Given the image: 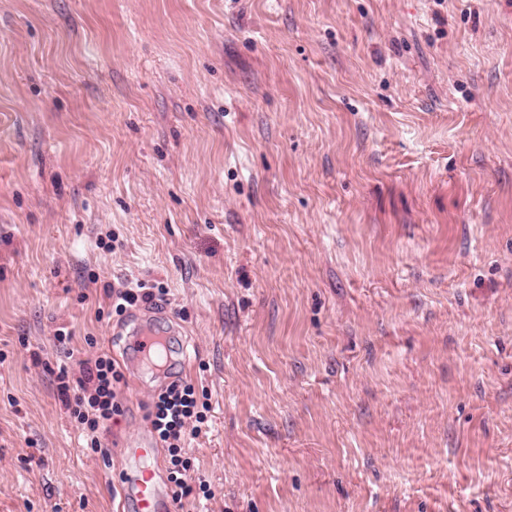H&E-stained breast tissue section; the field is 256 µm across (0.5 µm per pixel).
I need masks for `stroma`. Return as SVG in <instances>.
<instances>
[{"instance_id": "1", "label": "stroma", "mask_w": 512, "mask_h": 512, "mask_svg": "<svg viewBox=\"0 0 512 512\" xmlns=\"http://www.w3.org/2000/svg\"><path fill=\"white\" fill-rule=\"evenodd\" d=\"M177 379L178 512H512V0H0V512H118ZM166 294V289L160 286L159 284H153L146 288L144 283L139 284L137 289L129 288L120 290L116 293V299L118 302L115 305L116 312H123L126 310L127 305H134L137 301L140 300H152L156 296H163ZM160 331L150 323L139 325L132 336L133 352L130 354L131 362H152L153 359H165L167 343ZM79 366V376L75 379L66 369H61L56 385L65 409L86 433L89 447L98 451L99 431L112 420V416L122 411L116 391V383L122 379V373L107 353L80 361ZM76 390L79 393H75ZM70 391L74 392L73 398ZM205 396L202 390L203 400L200 401L192 384L179 381H172L156 395L150 415L154 431L168 449L167 479L174 486L172 497L167 485L154 479V470L141 469L139 464L148 459L156 460L157 468L159 464L151 441L147 437H135L125 448L132 465L122 478L123 509L126 501L132 499V512H175L174 502L181 506L182 499L192 493L193 489L186 481L190 459L182 454L189 435L195 438L201 432L199 425L188 432L190 423L206 421L205 412L209 406Z\"/></svg>"}]
</instances>
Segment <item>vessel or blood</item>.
<instances>
[{"label": "vessel or blood", "instance_id": "obj_1", "mask_svg": "<svg viewBox=\"0 0 512 512\" xmlns=\"http://www.w3.org/2000/svg\"><path fill=\"white\" fill-rule=\"evenodd\" d=\"M131 361L147 363L165 358L167 343L162 331L149 323L139 325L132 340ZM125 454L130 462L123 475V497L132 503V512H175L167 485L155 478L154 470L141 469L142 461L154 458L149 439L136 437L129 441Z\"/></svg>", "mask_w": 512, "mask_h": 512}]
</instances>
